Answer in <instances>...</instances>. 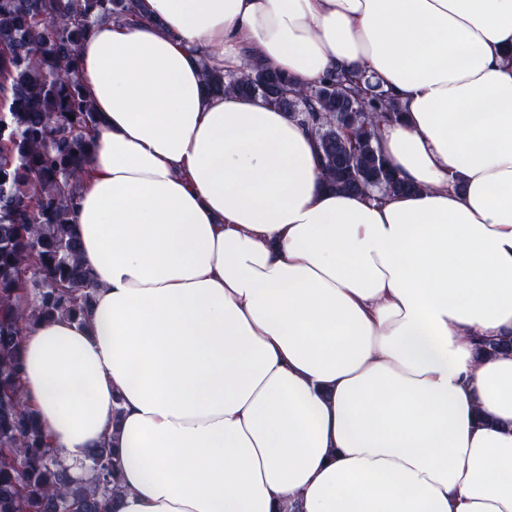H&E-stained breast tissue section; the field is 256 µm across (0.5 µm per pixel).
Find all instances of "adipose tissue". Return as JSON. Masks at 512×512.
<instances>
[{
	"label": "adipose tissue",
	"instance_id": "ef3b65f1",
	"mask_svg": "<svg viewBox=\"0 0 512 512\" xmlns=\"http://www.w3.org/2000/svg\"><path fill=\"white\" fill-rule=\"evenodd\" d=\"M79 73L101 123L74 214L85 323L23 341L71 465L114 512H512V0H141ZM374 75L411 192L326 184L288 112L203 68Z\"/></svg>",
	"mask_w": 512,
	"mask_h": 512
}]
</instances>
